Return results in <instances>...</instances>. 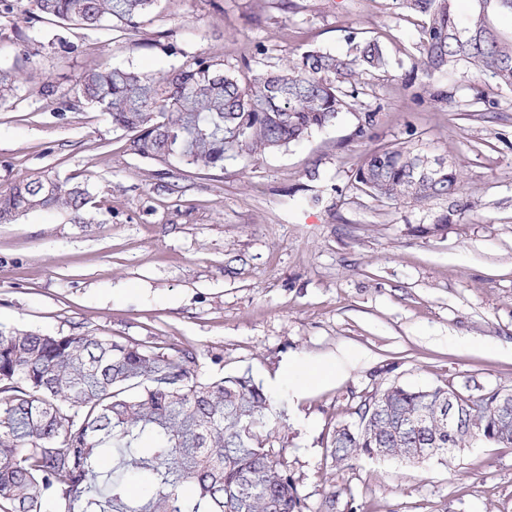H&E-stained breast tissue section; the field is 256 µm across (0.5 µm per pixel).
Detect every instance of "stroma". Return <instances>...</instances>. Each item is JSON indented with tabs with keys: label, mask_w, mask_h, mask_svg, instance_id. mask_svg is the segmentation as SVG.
Here are the masks:
<instances>
[{
	"label": "stroma",
	"mask_w": 512,
	"mask_h": 512,
	"mask_svg": "<svg viewBox=\"0 0 512 512\" xmlns=\"http://www.w3.org/2000/svg\"><path fill=\"white\" fill-rule=\"evenodd\" d=\"M26 8L0 6V67L18 75L0 105V189L48 171L91 201L84 224L64 211L0 224V326L188 348L205 376H250L274 399L276 444L309 512H512V447L476 440L415 465L340 466L330 453L336 426L356 424L375 391L512 389V91L463 67L405 87L418 27L387 0H158L133 31L32 28ZM351 34L380 39L391 62L363 76L354 112L216 168L130 154L126 132L72 91L95 65L280 68L306 48L346 53ZM434 84L451 100H433ZM479 94L495 119L466 118ZM367 110L380 123L353 140ZM398 142L460 169L475 206L444 232H413L444 201L356 189L363 153Z\"/></svg>",
	"instance_id": "35a3bbf8"
}]
</instances>
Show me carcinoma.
I'll use <instances>...</instances> for the list:
<instances>
[{
    "label": "carcinoma",
    "instance_id": "1",
    "mask_svg": "<svg viewBox=\"0 0 512 512\" xmlns=\"http://www.w3.org/2000/svg\"><path fill=\"white\" fill-rule=\"evenodd\" d=\"M157 0H29L34 22L136 29ZM402 17L421 19L419 63L432 77L475 69L512 90V35L494 18L512 0H475L462 17L456 0H389ZM335 55L299 52L285 67L239 76L195 58L150 76L90 67L75 94L97 103L128 134L127 151L143 159L200 168L296 145L352 108L360 77L385 72L376 38L349 37ZM17 77L0 69V103ZM377 112L365 111L358 140L373 137ZM357 188L387 202H448L420 225L443 231L472 208L460 171L404 142L367 151ZM88 203L80 185L39 172L0 193V224L32 212L66 210L76 223ZM190 349L77 334L0 329V512H308L274 446L271 401L249 376L206 378ZM456 418L448 429V402ZM358 425H340L331 456L347 465L376 452L412 464L466 448L476 439L512 447V389L463 395L451 386H391L361 402ZM453 444H448V438Z\"/></svg>",
    "mask_w": 512,
    "mask_h": 512
}]
</instances>
